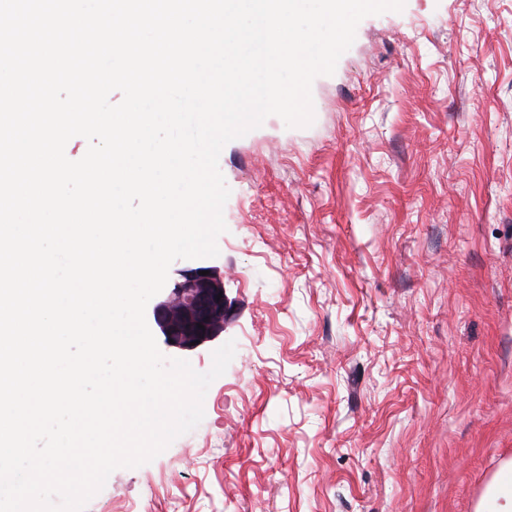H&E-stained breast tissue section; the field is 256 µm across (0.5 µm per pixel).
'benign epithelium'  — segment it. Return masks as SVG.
<instances>
[{"instance_id": "obj_1", "label": "benign epithelium", "mask_w": 512, "mask_h": 512, "mask_svg": "<svg viewBox=\"0 0 512 512\" xmlns=\"http://www.w3.org/2000/svg\"><path fill=\"white\" fill-rule=\"evenodd\" d=\"M199 271V267L179 270L170 293L153 307L154 323L169 347L194 350L217 338L232 312L217 272L211 269L201 275Z\"/></svg>"}]
</instances>
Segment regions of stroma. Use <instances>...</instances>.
<instances>
[{
  "label": "stroma",
  "mask_w": 512,
  "mask_h": 512,
  "mask_svg": "<svg viewBox=\"0 0 512 512\" xmlns=\"http://www.w3.org/2000/svg\"><path fill=\"white\" fill-rule=\"evenodd\" d=\"M312 99L220 154L202 422L85 512H475L512 460V0L366 17Z\"/></svg>",
  "instance_id": "stroma-1"
}]
</instances>
